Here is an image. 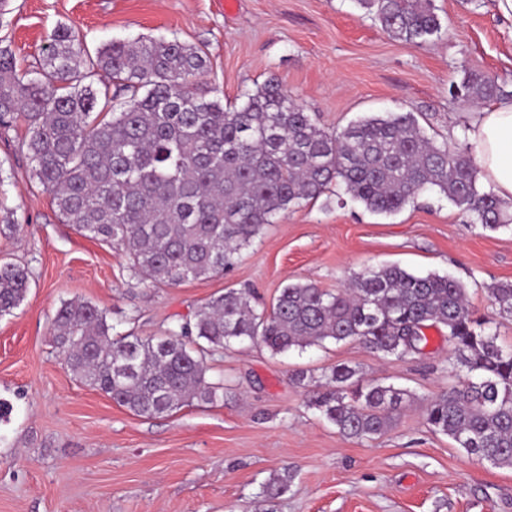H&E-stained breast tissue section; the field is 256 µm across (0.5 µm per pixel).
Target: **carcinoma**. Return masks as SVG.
<instances>
[{"mask_svg": "<svg viewBox=\"0 0 512 512\" xmlns=\"http://www.w3.org/2000/svg\"><path fill=\"white\" fill-rule=\"evenodd\" d=\"M355 2L392 39L421 45L441 34L432 0ZM207 67L200 49L165 38L114 40L91 57L65 27L33 69L0 50V121L24 123L33 177L62 222L122 249L134 273L165 286L222 276L266 226L333 183L376 214L431 192L486 229L512 225L478 185L471 148L428 136L415 113H378L329 132L275 79L238 105H225L217 89L196 95L190 84ZM456 92L475 103L508 95L474 71ZM30 280L28 268L0 264V317L21 305ZM489 292L495 314L512 318V283ZM435 325L448 329L449 369L462 388L429 400L425 423L479 460L512 468V347L473 317L465 286L447 275L382 265L334 291L290 283L262 309L229 289L158 337L114 331L88 301H63L53 318L65 366L145 418L223 399L209 359L235 342L280 354L359 341L405 359L421 353ZM354 376L333 367L310 405L341 436L370 440L392 428L412 394Z\"/></svg>", "mask_w": 512, "mask_h": 512, "instance_id": "1", "label": "carcinoma"}]
</instances>
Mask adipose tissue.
Returning a JSON list of instances; mask_svg holds the SVG:
<instances>
[{"label": "adipose tissue", "instance_id": "ef3b65f1", "mask_svg": "<svg viewBox=\"0 0 512 512\" xmlns=\"http://www.w3.org/2000/svg\"><path fill=\"white\" fill-rule=\"evenodd\" d=\"M466 137L476 148L483 181L506 206H512V102L475 113Z\"/></svg>", "mask_w": 512, "mask_h": 512}]
</instances>
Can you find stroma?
Returning <instances> with one entry per match:
<instances>
[{"label": "stroma", "mask_w": 512, "mask_h": 512, "mask_svg": "<svg viewBox=\"0 0 512 512\" xmlns=\"http://www.w3.org/2000/svg\"><path fill=\"white\" fill-rule=\"evenodd\" d=\"M433 4L443 32L418 46L390 38L353 0H235L229 12L217 0H7L0 48L29 69L60 24L92 54L113 40L175 38L209 57L197 92L238 101L276 78L326 130L410 110L435 140L463 145L478 107L450 88L475 70L512 92V18L496 0ZM25 134L22 121L0 123V204L11 212L0 262L31 272L25 301L0 318V400L11 407L0 419V512H512V468L468 456L422 417L420 401L460 385L446 371V330L428 329L423 353L402 360L357 341L286 354L235 343L210 361L223 400L153 418L81 383L52 339L69 299L105 310L116 332L157 336L230 288L267 306L291 282L333 290L396 264L462 281L475 317L512 346V319L495 316L488 293L512 282V227L485 229L433 195L378 215L334 185L268 225L224 275L156 286L121 249L62 222L32 176ZM339 364L418 402L376 440L344 438L309 405ZM283 474L287 492L265 496Z\"/></svg>", "instance_id": "35a3bbf8"}]
</instances>
